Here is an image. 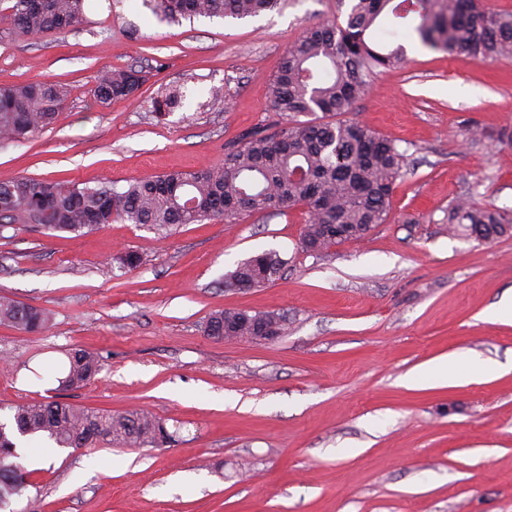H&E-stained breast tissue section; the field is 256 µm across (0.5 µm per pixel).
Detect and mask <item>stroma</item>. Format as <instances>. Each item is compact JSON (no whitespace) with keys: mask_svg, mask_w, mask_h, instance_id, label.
Segmentation results:
<instances>
[{"mask_svg":"<svg viewBox=\"0 0 512 512\" xmlns=\"http://www.w3.org/2000/svg\"><path fill=\"white\" fill-rule=\"evenodd\" d=\"M344 0H281L243 19L168 23L107 0L63 34H16L0 20V85L68 91L57 121L0 142V182L20 177L125 185L219 163L273 124L269 90L307 26L345 20ZM382 72L352 117L392 139L408 167L387 223L364 238L305 250V215L186 224L165 236L115 222L79 233L21 225L0 233V294L50 313V330L0 324V417L58 400L153 413L162 446L100 443L24 459L32 487L10 512H512V233L448 231L461 194L512 211V58L476 62L420 43ZM136 67L137 96L103 104L105 68ZM183 107L156 117L163 87ZM485 129L482 143L470 125ZM276 251L282 276L228 288L238 262ZM142 262L119 268L114 256ZM221 309L285 316L283 336L222 343L204 331ZM97 354L87 385L48 376L72 349ZM478 354L472 380L405 378Z\"/></svg>","mask_w":512,"mask_h":512,"instance_id":"stroma-1","label":"stroma"}]
</instances>
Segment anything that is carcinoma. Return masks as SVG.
Wrapping results in <instances>:
<instances>
[{
  "instance_id": "cac0c4a2",
  "label": "carcinoma",
  "mask_w": 512,
  "mask_h": 512,
  "mask_svg": "<svg viewBox=\"0 0 512 512\" xmlns=\"http://www.w3.org/2000/svg\"><path fill=\"white\" fill-rule=\"evenodd\" d=\"M7 19L22 35L61 33L81 25L86 0H10ZM138 6L171 21L193 17H247L273 8L277 0H136ZM414 20V30L431 49L474 60L512 58V12L488 7L485 0H351L345 24L325 22L306 29L282 56L272 81L271 108L276 123L244 135L218 165L191 173L149 176L116 188L70 181L19 178L0 183V228L31 224L46 230L79 232L114 222L148 226L163 234L182 224L205 220L232 223L253 214L275 215L297 207L306 216L305 247L323 251L365 237L386 222L397 181L404 175V154L394 141L345 118L374 78L405 60L404 47L376 46L372 36L380 19ZM145 82L143 71L108 68L95 77L94 95L102 103L129 100ZM63 87L28 82L0 86V141H16L53 125L63 111ZM186 93L168 89L154 110L183 106ZM322 116H317V113ZM312 116L307 121L301 116ZM448 223L467 224L480 238L512 230L508 213L458 197ZM284 260L265 252L227 274L231 283L271 284L281 277ZM238 310H219L205 332L221 340L224 321ZM50 315L0 296V324L25 332L48 328ZM99 372V360L75 349L66 353L59 386L79 388ZM0 422V510L29 486L30 472L18 461L16 436H43L63 448L95 443L115 447L156 446L169 438L166 428L144 410L112 415L63 402L10 407Z\"/></svg>"
}]
</instances>
